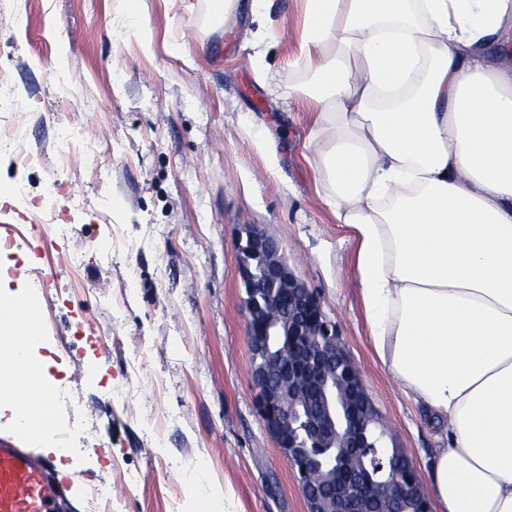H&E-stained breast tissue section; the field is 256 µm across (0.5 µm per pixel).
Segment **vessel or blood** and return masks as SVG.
Listing matches in <instances>:
<instances>
[{
    "label": "vessel or blood",
    "mask_w": 512,
    "mask_h": 512,
    "mask_svg": "<svg viewBox=\"0 0 512 512\" xmlns=\"http://www.w3.org/2000/svg\"><path fill=\"white\" fill-rule=\"evenodd\" d=\"M51 462L0 443V512H59Z\"/></svg>",
    "instance_id": "1"
}]
</instances>
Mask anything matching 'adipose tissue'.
<instances>
[{"mask_svg": "<svg viewBox=\"0 0 512 512\" xmlns=\"http://www.w3.org/2000/svg\"><path fill=\"white\" fill-rule=\"evenodd\" d=\"M305 2L317 173L372 348L441 422L428 492L512 512V0ZM2 308L0 396L41 378L35 304Z\"/></svg>", "mask_w": 512, "mask_h": 512, "instance_id": "ef3b65f1", "label": "adipose tissue"}]
</instances>
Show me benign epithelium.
<instances>
[{"instance_id": "1", "label": "benign epithelium", "mask_w": 512, "mask_h": 512, "mask_svg": "<svg viewBox=\"0 0 512 512\" xmlns=\"http://www.w3.org/2000/svg\"><path fill=\"white\" fill-rule=\"evenodd\" d=\"M239 274L258 410L284 459L307 460L299 472L307 512H361V485L321 478L336 472V449L364 447L361 414L375 408L360 374L347 354L336 355V328L316 294L290 269L278 242L254 225L239 238ZM388 485V512H401L414 483Z\"/></svg>"}]
</instances>
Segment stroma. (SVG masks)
<instances>
[{
	"mask_svg": "<svg viewBox=\"0 0 512 512\" xmlns=\"http://www.w3.org/2000/svg\"><path fill=\"white\" fill-rule=\"evenodd\" d=\"M231 19L215 0H11L0 70L38 163L0 149V292L37 301L43 388L69 419L68 512H306L298 473L256 408L238 273L242 226L273 235L319 297L386 432L427 481L439 426L400 392L367 338L353 244L309 143L305 0ZM263 37L265 52L253 42ZM66 162H59V155ZM58 224L33 219L46 190ZM103 375L87 382L89 368ZM133 390L118 400L111 384Z\"/></svg>",
	"mask_w": 512,
	"mask_h": 512,
	"instance_id": "1",
	"label": "stroma"
}]
</instances>
